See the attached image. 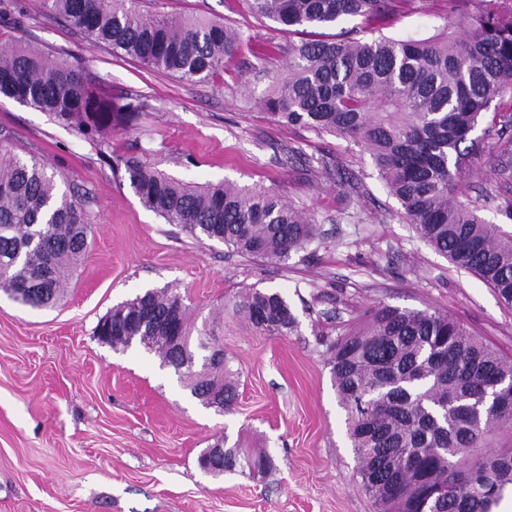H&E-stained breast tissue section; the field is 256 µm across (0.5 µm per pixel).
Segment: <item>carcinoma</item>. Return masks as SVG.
I'll return each mask as SVG.
<instances>
[{
    "instance_id": "1",
    "label": "carcinoma",
    "mask_w": 512,
    "mask_h": 512,
    "mask_svg": "<svg viewBox=\"0 0 512 512\" xmlns=\"http://www.w3.org/2000/svg\"><path fill=\"white\" fill-rule=\"evenodd\" d=\"M251 12L299 36L270 72L263 106L275 121L352 142L370 157L418 237L481 277L512 307V229L489 224L456 193L484 139L498 127L492 103L512 96V0H448L466 34L443 26L416 39L382 33L413 0H247ZM143 0H42L44 10L115 55L191 83L224 70L243 35L219 21L149 12ZM359 16L373 36L317 29ZM0 96L50 113L92 138L142 105L102 97L78 69L27 46L0 49ZM482 135H476V132ZM124 178L142 205L192 237L243 256L283 261L318 240L314 218L265 189L184 182L137 157ZM92 234L90 215L61 190L47 163L0 150V289L46 307L66 294ZM257 331L286 336L297 324L278 292L248 289L234 304ZM191 332L175 288L151 289L112 308L114 347L137 342L189 380L195 397L236 398L227 357L207 370L139 313ZM345 411L360 488L379 512H493L512 487V362L463 323L433 309L380 305L335 339L322 338ZM509 399V405L498 401Z\"/></svg>"
}]
</instances>
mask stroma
Instances as JSON below:
<instances>
[{
	"mask_svg": "<svg viewBox=\"0 0 512 512\" xmlns=\"http://www.w3.org/2000/svg\"><path fill=\"white\" fill-rule=\"evenodd\" d=\"M149 9L215 19L245 34L211 80L189 83L93 44L41 0H0V45L24 44L80 69L142 110L91 139L48 113L0 97V146L47 160L94 228L66 297L31 308L0 291V512H377L360 489L345 413L320 337H337L377 305L435 308L512 359V308L494 288L422 241L396 199L370 178V159L341 138L273 121L260 105L290 36L247 0H148ZM441 0H416L386 33L421 38ZM135 156L194 183L230 180L274 191L312 214L320 240L271 261L199 242L146 210L113 162ZM512 152L489 139L459 184L461 199L512 195ZM172 285L194 327L214 323L237 383L224 413L203 407L155 353L101 342L116 304ZM280 292L297 328L259 333L232 307L249 287ZM265 453L203 472L218 438Z\"/></svg>",
	"mask_w": 512,
	"mask_h": 512,
	"instance_id": "35a3bbf8",
	"label": "stroma"
}]
</instances>
